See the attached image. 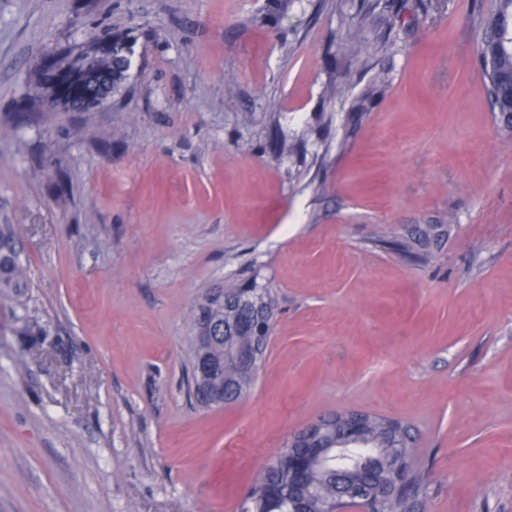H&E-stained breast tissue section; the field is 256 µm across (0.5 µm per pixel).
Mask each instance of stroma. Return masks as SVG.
I'll return each mask as SVG.
<instances>
[{"label":"stroma","instance_id":"1","mask_svg":"<svg viewBox=\"0 0 512 512\" xmlns=\"http://www.w3.org/2000/svg\"><path fill=\"white\" fill-rule=\"evenodd\" d=\"M491 5L0 0V219L30 278L0 301V512H238L339 411L411 426L415 512H512ZM105 31L134 50L108 106L30 100L47 58ZM229 280L271 285L274 328L252 391L204 408L192 313Z\"/></svg>","mask_w":512,"mask_h":512}]
</instances>
